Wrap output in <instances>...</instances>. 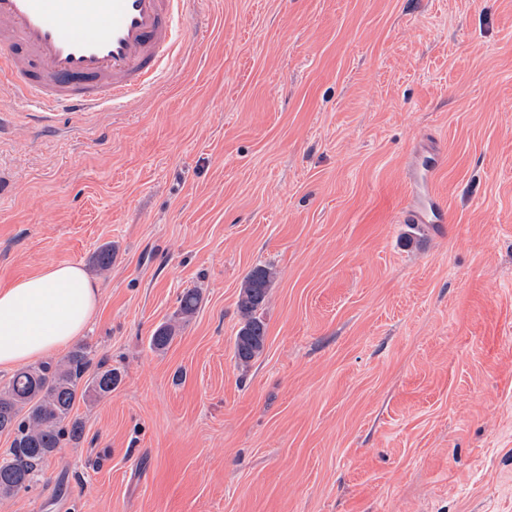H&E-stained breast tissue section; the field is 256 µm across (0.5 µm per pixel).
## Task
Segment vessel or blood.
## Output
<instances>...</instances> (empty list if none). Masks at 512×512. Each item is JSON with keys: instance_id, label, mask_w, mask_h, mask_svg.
Instances as JSON below:
<instances>
[{"instance_id": "b4317fda", "label": "vessel or blood", "mask_w": 512, "mask_h": 512, "mask_svg": "<svg viewBox=\"0 0 512 512\" xmlns=\"http://www.w3.org/2000/svg\"><path fill=\"white\" fill-rule=\"evenodd\" d=\"M190 0H0V87L35 111L100 112L145 92L182 44ZM441 151L411 164L413 224H442L431 175Z\"/></svg>"}]
</instances>
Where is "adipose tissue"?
I'll return each instance as SVG.
<instances>
[{"instance_id": "adipose-tissue-1", "label": "adipose tissue", "mask_w": 512, "mask_h": 512, "mask_svg": "<svg viewBox=\"0 0 512 512\" xmlns=\"http://www.w3.org/2000/svg\"><path fill=\"white\" fill-rule=\"evenodd\" d=\"M97 290L83 268L52 264L0 290V367L11 368L65 349L84 334Z\"/></svg>"}]
</instances>
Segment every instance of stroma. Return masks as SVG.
Returning <instances> with one entry per match:
<instances>
[{
    "instance_id": "obj_1",
    "label": "stroma",
    "mask_w": 512,
    "mask_h": 512,
    "mask_svg": "<svg viewBox=\"0 0 512 512\" xmlns=\"http://www.w3.org/2000/svg\"><path fill=\"white\" fill-rule=\"evenodd\" d=\"M184 26L123 109L0 94V289L80 265L77 342L122 376L0 512H512V0H194ZM420 145L440 230L403 221ZM273 273L267 267L252 270L245 278L238 299L242 321L234 340V359L238 368H247L265 347L266 325L259 311L269 299Z\"/></svg>"
}]
</instances>
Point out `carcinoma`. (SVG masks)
Instances as JSON below:
<instances>
[{
  "instance_id": "cac0c4a2",
  "label": "carcinoma",
  "mask_w": 512,
  "mask_h": 512,
  "mask_svg": "<svg viewBox=\"0 0 512 512\" xmlns=\"http://www.w3.org/2000/svg\"><path fill=\"white\" fill-rule=\"evenodd\" d=\"M272 272L267 267L252 270L245 278L238 299L242 321L234 340L236 366L247 368L265 347L266 325L261 310L269 299ZM200 300L196 288L184 291L175 316L187 321ZM176 334V325L164 323L150 337V346L163 350ZM92 358L79 346L56 362L45 361L24 368L0 387V434L12 437L5 456H0V497L27 490L42 465L65 443L82 438L84 425L74 415L76 401L88 395L105 397L121 380L120 373L103 360L90 371Z\"/></svg>"
}]
</instances>
